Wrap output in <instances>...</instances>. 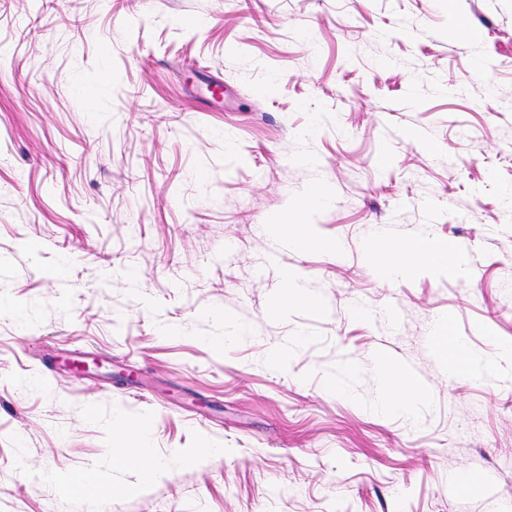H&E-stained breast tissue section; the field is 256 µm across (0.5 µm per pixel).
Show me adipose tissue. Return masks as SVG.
<instances>
[{
	"instance_id": "adipose-tissue-1",
	"label": "adipose tissue",
	"mask_w": 512,
	"mask_h": 512,
	"mask_svg": "<svg viewBox=\"0 0 512 512\" xmlns=\"http://www.w3.org/2000/svg\"><path fill=\"white\" fill-rule=\"evenodd\" d=\"M374 260L380 271L389 278L397 277L415 265L444 266L453 265L462 268L464 259L461 252L447 243H438L431 239H421L412 249L404 250L396 247L379 249ZM132 433L140 440L136 448H116L110 453L113 465L134 467L148 473L160 470L161 465L149 446L150 431L146 425L135 423L130 427Z\"/></svg>"
}]
</instances>
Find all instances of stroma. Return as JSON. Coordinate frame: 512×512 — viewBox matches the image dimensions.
<instances>
[{
    "instance_id": "stroma-1",
    "label": "stroma",
    "mask_w": 512,
    "mask_h": 512,
    "mask_svg": "<svg viewBox=\"0 0 512 512\" xmlns=\"http://www.w3.org/2000/svg\"><path fill=\"white\" fill-rule=\"evenodd\" d=\"M0 512H512V0H0ZM328 201L329 195L325 191L319 190L314 192L303 205L298 207V212L293 220L283 222V224L275 225L278 228L279 240H282L284 237H286L288 238L289 243L298 242L301 239L304 229L307 225L304 214H306L309 208L327 204ZM448 255L453 259L454 268L460 270L464 265L461 252L451 244L437 243L424 237L410 250L383 247L375 253L374 260L386 277L395 278L418 264L447 267ZM421 388L405 371L389 373L383 383V407L399 411L410 407L418 398ZM127 429L138 436L139 448H113L110 458L113 466L134 467L147 473H155L161 469L152 448H149V428L141 423L126 425Z\"/></svg>"
}]
</instances>
